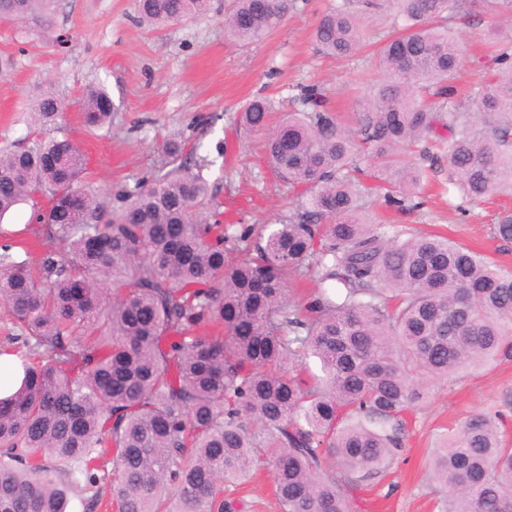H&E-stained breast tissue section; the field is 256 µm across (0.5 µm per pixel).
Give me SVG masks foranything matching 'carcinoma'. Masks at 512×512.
<instances>
[{
	"label": "carcinoma",
	"mask_w": 512,
	"mask_h": 512,
	"mask_svg": "<svg viewBox=\"0 0 512 512\" xmlns=\"http://www.w3.org/2000/svg\"><path fill=\"white\" fill-rule=\"evenodd\" d=\"M338 0L315 29L319 52L345 58L361 44L358 13L389 9L398 31L377 52L381 78L353 126L313 87L270 125L252 99L245 129L265 131V155L306 204L267 235L232 226L208 198L184 140H168L151 176L107 206L83 181L85 156L68 139L0 148V220L37 197L63 251L34 268L0 224V302L24 349L25 381L0 402V512H71L112 459L115 512H242L224 484L273 474L281 512H350L347 491L377 479L403 447L402 414L422 398L420 377H446L512 355V271L438 234L402 238L369 224L376 198L399 213L441 161L448 184L477 202L512 192V44L473 94L451 106L463 49L448 21L462 0ZM209 0H137L159 28L207 13ZM49 0H0V12L47 19ZM297 0H234L224 25L259 42ZM109 96L85 91L89 129L112 125ZM33 122L57 125L47 92ZM246 243L228 260V230ZM494 235L512 242V211ZM313 270L304 308L288 279ZM318 359L322 375L304 366ZM434 480L446 512H512V447L488 413L439 436Z\"/></svg>",
	"instance_id": "carcinoma-1"
}]
</instances>
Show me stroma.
Segmentation results:
<instances>
[{"label": "stroma", "mask_w": 512, "mask_h": 512, "mask_svg": "<svg viewBox=\"0 0 512 512\" xmlns=\"http://www.w3.org/2000/svg\"><path fill=\"white\" fill-rule=\"evenodd\" d=\"M334 2L306 0L266 39L250 44L224 30L232 0H210L206 15L162 29L139 23L135 0H52L48 20L40 25L0 18V59L11 61L0 66V147L38 134L29 112L38 86H47L63 105L52 134L81 146L86 178L102 201L154 171L164 141L178 138L201 143L202 154L210 157L202 175L225 223H275L288 215L297 192L270 168L264 132L243 130L238 116L253 97L265 96L274 119H282L294 109L300 87L314 85L332 111L353 121L378 78L375 51L388 36L393 15L365 16L360 49L336 59L320 55L313 37L321 14ZM450 27L463 48L454 106L470 113L469 93L493 67L484 44L512 41V23L478 0H465ZM92 85L105 86L116 105L110 128L94 133L82 121L83 94ZM432 179L420 211L392 213L372 202L369 218L390 219L403 233L446 234L512 270V244L494 236L497 214L512 207V195L472 203L454 189L437 192L447 172ZM46 206L39 197L7 218L21 225L33 263L57 246L36 220ZM422 385L424 399L403 416V448L386 474L351 491L353 512H443L442 490L429 476L430 451L438 434L470 415L501 412L503 435L512 444V359L447 378L428 377ZM272 484L264 470L243 485H228L225 493L243 499L246 512H280Z\"/></svg>", "instance_id": "obj_1"}]
</instances>
